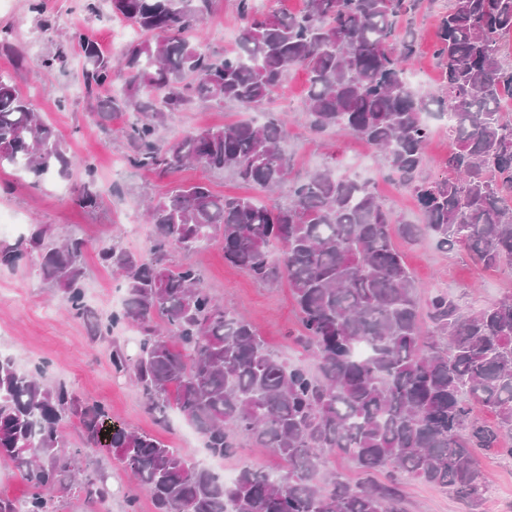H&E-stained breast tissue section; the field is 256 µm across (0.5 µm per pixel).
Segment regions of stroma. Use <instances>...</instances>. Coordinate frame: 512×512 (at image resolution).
Returning a JSON list of instances; mask_svg holds the SVG:
<instances>
[{
    "label": "stroma",
    "mask_w": 512,
    "mask_h": 512,
    "mask_svg": "<svg viewBox=\"0 0 512 512\" xmlns=\"http://www.w3.org/2000/svg\"><path fill=\"white\" fill-rule=\"evenodd\" d=\"M447 9L448 0H433L429 12L416 22L418 51L411 71L433 93L441 89L439 69L432 58L437 19ZM241 27L237 0H213L199 42L210 50H233ZM78 30L87 33L108 59L142 37L140 31L112 13L107 0H102L94 14L86 13L80 0H44L39 13L30 10L29 0H0V78L19 89L43 120L55 128L72 155L93 161L95 178L104 190L99 206L86 210L76 202L84 181L82 167H75L68 177L53 176L36 184L29 174L2 166L0 219L6 220L8 227L0 231V240L14 241L32 224L50 225L59 237L86 239L90 248L84 261L85 297L97 315L105 318L120 305L123 293L117 276L100 263L98 250L114 239L128 250L143 249L149 232L143 218L145 194L162 195L174 180H204L219 195L256 197L260 191L199 167H184L171 176L131 168L126 162L128 147L120 134L131 116L118 112L104 124L92 115L81 80L83 54L70 42ZM61 47L68 50L62 67L44 70L41 59ZM306 86L305 71H289L284 92L276 102L278 109L288 114L285 148L293 176H306L324 165L362 173L397 216L418 221L416 199L385 177L384 161L370 145L349 134L311 136ZM246 118V113L232 106L197 103L171 115L161 133L170 139L188 129L221 127ZM397 246L414 273L420 296L443 289L462 307L472 309L512 292V273L481 269L465 254L438 251L426 240H401ZM194 260L202 267L207 286L225 307L253 321L273 350L290 360L309 362V355L296 341L301 327L287 283L255 282L243 270L225 263L224 250L217 242L196 254ZM0 349L13 353L22 367L45 365L48 380L66 381L77 393L108 406L120 422L142 431L155 429L131 378L112 368L110 340H91L84 323L66 315L57 291L34 274L32 260L13 268L0 267ZM84 462L88 468L108 474L112 485L110 512H127V497L132 492L138 496V512H153L149 494L134 491L132 480L114 455L94 449L88 451ZM483 471V496L474 506L451 493L404 479L405 512H512V458L487 451Z\"/></svg>",
    "instance_id": "35a3bbf8"
}]
</instances>
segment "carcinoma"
Listing matches in <instances>:
<instances>
[{
	"instance_id": "carcinoma-1",
	"label": "carcinoma",
	"mask_w": 512,
	"mask_h": 512,
	"mask_svg": "<svg viewBox=\"0 0 512 512\" xmlns=\"http://www.w3.org/2000/svg\"><path fill=\"white\" fill-rule=\"evenodd\" d=\"M112 11L149 34L126 47L117 65L83 33L73 34L85 64L82 83L104 118L136 116L122 131L129 164L166 174L187 165L227 173L272 192L289 186L288 203L214 193L202 181L177 184L146 207L151 234L141 252L118 241L99 249L121 280V307L103 321L88 307L82 280L86 241L59 239L46 224L0 242V266L36 256L40 278L93 337L118 325L141 335L130 357L113 343L110 361L138 388L146 410L167 425L178 414L218 458L252 439L286 463L274 476L244 463L230 484L157 436L112 423L101 402L45 371L19 368L0 353V460L30 486L21 501L0 496V512H59L62 486L98 512L112 497L108 477L84 467L85 449L113 452L154 512H403L398 491L413 477L477 500L479 456L512 457V296L464 311L435 290L426 306L393 243L398 233L462 251L488 270L512 272V0H448L434 56L444 92L405 80L417 52L414 21L424 0H305L299 13L266 14L238 0L243 26L235 49L211 52L189 37L211 0H110ZM308 76L311 132L329 129L375 148L387 176L417 200V222L395 220L375 187L321 167L291 178L283 149L287 124L268 112L288 72ZM264 112V121L187 131L164 140L171 112L196 102ZM449 118L454 148L445 174L424 172L430 129L425 117ZM20 165L39 180L66 176L77 160L53 127L12 84L0 79V166ZM77 203L98 205L94 168ZM218 241L224 260L260 283L288 282L315 367L271 350L257 326L237 316L205 284L203 270L173 253H197ZM480 405L492 414L472 415ZM77 423L81 445L65 430ZM352 458L387 485L320 476L330 455Z\"/></svg>"
}]
</instances>
